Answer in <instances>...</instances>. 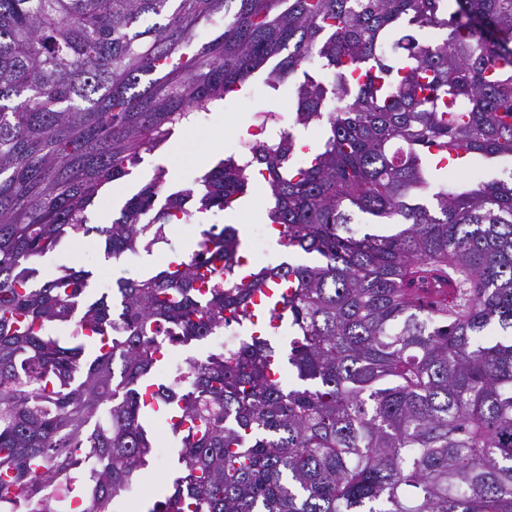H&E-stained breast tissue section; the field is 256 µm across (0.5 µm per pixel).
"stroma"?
<instances>
[{"instance_id": "1", "label": "stroma", "mask_w": 512, "mask_h": 512, "mask_svg": "<svg viewBox=\"0 0 512 512\" xmlns=\"http://www.w3.org/2000/svg\"><path fill=\"white\" fill-rule=\"evenodd\" d=\"M292 101L291 84L285 83L273 90L262 77L251 78L243 91L227 99L222 112L202 113L195 123L177 130L173 139L179 142V150H172L171 145H167L144 155L129 176L107 185L88 213L90 223H111L113 214L118 213L125 201L152 179L157 168L166 169L167 185L171 189L177 190L191 184L219 160L230 155L232 142L242 137L244 127L256 126L258 113L277 112L294 138L303 142L311 140L313 128L293 122ZM219 126L224 129V135L220 138L215 135V129ZM267 197L265 187H252L248 207L234 214L215 209L199 214L193 223L175 226L169 234L168 243L155 245L149 253L139 252L132 259L125 257L115 261L106 258L96 237L69 236L64 238L55 252L41 259L40 267L45 273H54L61 265V256L67 254L71 257L72 265L93 270L91 287H99L105 280L113 282L121 277H134L141 271L165 266L173 254L189 253L200 232L214 224H239L242 241H249L250 228L256 222L254 214L264 210Z\"/></svg>"}]
</instances>
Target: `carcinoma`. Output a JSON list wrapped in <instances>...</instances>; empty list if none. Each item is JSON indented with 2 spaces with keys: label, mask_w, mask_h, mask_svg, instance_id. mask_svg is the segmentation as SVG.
Masks as SVG:
<instances>
[{
  "label": "carcinoma",
  "mask_w": 512,
  "mask_h": 512,
  "mask_svg": "<svg viewBox=\"0 0 512 512\" xmlns=\"http://www.w3.org/2000/svg\"><path fill=\"white\" fill-rule=\"evenodd\" d=\"M272 59L294 123L324 128L302 165L282 131L175 192L159 168L88 223ZM459 151L512 163V0H0V512H141L157 413L180 467L146 512H512V181L448 185L432 158ZM256 174L311 263L243 272L239 232L213 224L106 291L35 264L68 235L149 253ZM255 317L288 323L297 386L254 335L190 357L185 389L155 375L165 346Z\"/></svg>",
  "instance_id": "obj_1"
}]
</instances>
